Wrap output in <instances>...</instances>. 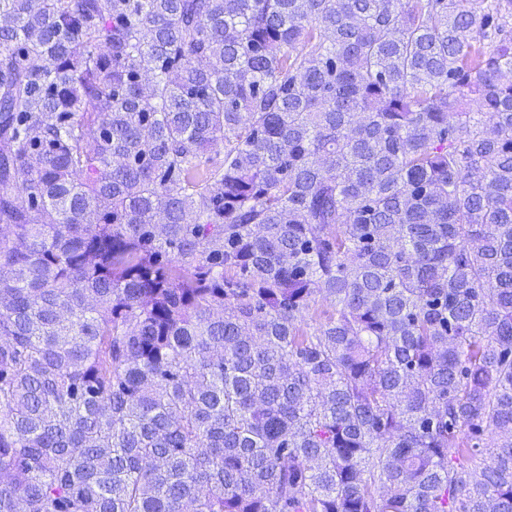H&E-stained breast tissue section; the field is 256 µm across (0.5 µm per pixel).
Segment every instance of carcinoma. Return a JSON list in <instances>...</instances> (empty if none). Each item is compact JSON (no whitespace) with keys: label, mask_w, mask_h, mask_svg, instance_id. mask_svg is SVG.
<instances>
[{"label":"carcinoma","mask_w":512,"mask_h":512,"mask_svg":"<svg viewBox=\"0 0 512 512\" xmlns=\"http://www.w3.org/2000/svg\"><path fill=\"white\" fill-rule=\"evenodd\" d=\"M21 505L512 512V0H0Z\"/></svg>","instance_id":"carcinoma-1"}]
</instances>
